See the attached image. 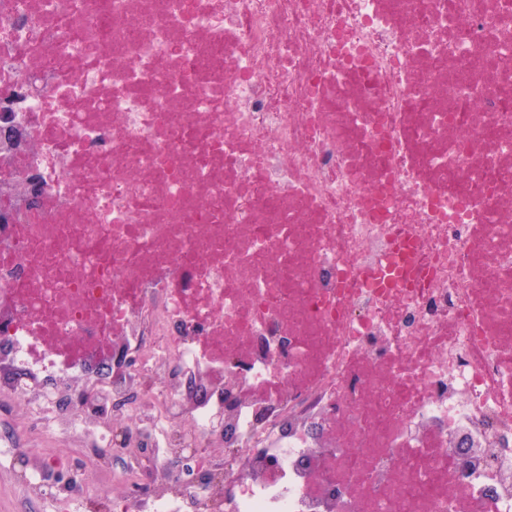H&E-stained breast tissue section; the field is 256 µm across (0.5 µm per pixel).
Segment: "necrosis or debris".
I'll list each match as a JSON object with an SVG mask.
<instances>
[{
    "label": "necrosis or debris",
    "mask_w": 512,
    "mask_h": 512,
    "mask_svg": "<svg viewBox=\"0 0 512 512\" xmlns=\"http://www.w3.org/2000/svg\"><path fill=\"white\" fill-rule=\"evenodd\" d=\"M0 332L72 512H512V0H0ZM54 455L58 457V460L52 459V456L39 453L36 451L29 452V456L35 458L38 461V465L43 466L45 461L47 460H54L61 464L62 466L66 467H73V466H79L81 465V462L84 465V460L79 454L78 450L76 448L71 447H54L53 448Z\"/></svg>",
    "instance_id": "obj_1"
}]
</instances>
